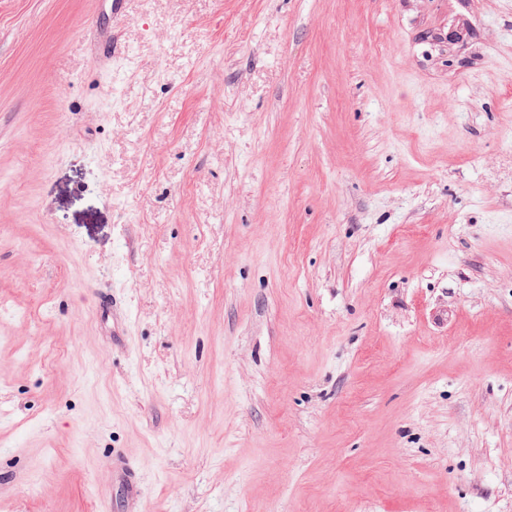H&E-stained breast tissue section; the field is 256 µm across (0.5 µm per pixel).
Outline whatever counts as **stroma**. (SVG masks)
Here are the masks:
<instances>
[{
    "instance_id": "1",
    "label": "stroma",
    "mask_w": 512,
    "mask_h": 512,
    "mask_svg": "<svg viewBox=\"0 0 512 512\" xmlns=\"http://www.w3.org/2000/svg\"><path fill=\"white\" fill-rule=\"evenodd\" d=\"M108 14L0 0V512H512V0Z\"/></svg>"
}]
</instances>
